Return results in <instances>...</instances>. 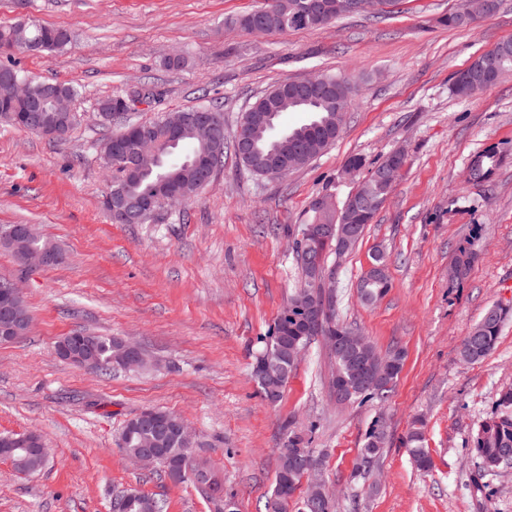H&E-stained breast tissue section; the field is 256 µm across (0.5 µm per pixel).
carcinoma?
<instances>
[{
  "label": "carcinoma",
  "instance_id": "obj_1",
  "mask_svg": "<svg viewBox=\"0 0 512 512\" xmlns=\"http://www.w3.org/2000/svg\"><path fill=\"white\" fill-rule=\"evenodd\" d=\"M315 0H265L262 10L265 11V31L286 32L303 28L315 29L326 26L324 22L300 23L302 16L308 15ZM72 41L71 33L61 27L35 25L29 22H17L0 26V43L11 42L18 50H23L32 43L39 46L37 55L45 56L65 50ZM501 59L499 76L512 72V39L508 43L495 45ZM324 77L337 82L336 88L315 97H306L301 104H293L291 100L300 97L293 85L280 83L258 97L244 112L238 129H246L251 134L258 152L249 158L242 159V164L253 174L262 176V157L270 150L288 148L298 155L294 168L298 169L309 163L308 146L313 143L326 150L341 136L344 120L336 119V91L353 96L357 86L345 82V76L332 72L324 73ZM494 85L483 74L468 68L462 77H454L453 90L460 98H470ZM285 112H305L310 117L305 122L285 130L278 129L279 117ZM200 140L194 126L188 124L181 130L177 141L164 147L154 159L142 157L135 167L126 169L121 164L112 163V182L110 188L121 189L127 198L133 200L141 196L151 195L157 187L170 175H175V184L182 192L185 201H190L199 193L197 169L193 159L200 152ZM499 164L496 152L486 150L475 154L468 166L469 180L486 183ZM28 251H54L53 262L62 260V254L56 247L38 237L27 240ZM313 253L320 260L322 276L336 279V271L347 251L337 247L336 242L319 241L315 243ZM294 261L299 279L296 288L292 289L288 303L297 306L283 309L274 322V326L263 340L264 346L255 357L251 367V376L259 389H264L263 381L272 379L280 388H285L297 364V358L314 340L323 338L327 356L332 366L329 381L330 390L341 396L343 389L340 382H345L352 392L350 399L369 402L381 401L385 398L402 371L405 352L393 349L380 354L372 343H366L372 359L385 362L389 371L387 376L371 386L359 383L360 360L349 353L338 349L339 337L350 331L348 325L340 322L336 316L338 299L335 289L321 287L322 276H317L311 269L306 252L297 243L293 249ZM474 252L470 247L459 249L448 273V280L460 283L469 275ZM390 287L387 257L383 251L376 249L370 255V266L361 275L357 283V293L362 303L372 304L381 298ZM512 316V307L494 305L489 307L479 321L470 329L463 339L459 354L462 360L475 363L490 354L498 343L503 323ZM92 341L95 372L112 370L111 336L89 333ZM286 435L285 447L296 454L313 455L311 438L298 431L294 422L288 420L283 425ZM120 452L125 457L138 455L142 448L151 445L162 449L164 465L177 468L191 465L201 469L203 478L201 492L219 501L220 512H237L234 495L226 496L217 481L213 480L207 462L199 459L195 450L188 449L176 431L157 435L149 430L137 427V418L128 420L123 428ZM386 428L380 419H375L365 432L364 442L356 461L355 471L365 472L374 464L385 446ZM423 427L413 426L405 437V447L413 459L417 469L427 471L432 466L429 451L424 446ZM474 448L482 460L486 470H491L502 463L503 452L512 448V388L501 391L497 399L496 412L480 426L474 440ZM45 465L42 457L31 450H17L14 453L12 466L24 475H34ZM302 473L293 470L288 486L275 480L273 492L269 497L267 512H288L291 497L296 485L300 483ZM130 512H165V501L145 494H138ZM303 512H337L336 500L324 486L308 490L303 500Z\"/></svg>",
  "mask_w": 512,
  "mask_h": 512
}]
</instances>
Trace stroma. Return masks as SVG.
I'll return each mask as SVG.
<instances>
[{
  "instance_id": "stroma-1",
  "label": "stroma",
  "mask_w": 512,
  "mask_h": 512,
  "mask_svg": "<svg viewBox=\"0 0 512 512\" xmlns=\"http://www.w3.org/2000/svg\"><path fill=\"white\" fill-rule=\"evenodd\" d=\"M462 0H401L390 13L350 14L331 26L253 36L233 23L264 0H0V25L33 20L68 29V50L0 53V64L73 85L77 122L50 139L0 120V225L29 224L63 254L25 269L0 247V282L17 284L31 316L27 336L0 343V434L42 435L51 458L26 476L0 458V512H112L135 489L166 499L167 512H214L192 483L140 469L118 452L124 423L158 408L195 433L238 512H265L285 420L312 429L320 479L337 512H512V470H484L474 448L502 388L512 386V322L496 349L468 363L459 347L483 311L512 305V75L462 99L453 75L512 38V0L468 29L442 24ZM185 64L169 69L167 55ZM317 72L358 83L344 132L308 165L282 178L248 172L232 147L192 201L145 224L114 223L104 207L110 173L105 136L124 122L222 102L224 136L271 86ZM159 101L105 121L102 99L136 84ZM404 166L362 243L336 276L338 317L384 353L404 350L383 402L336 403L322 341L302 355L280 401L268 402L250 371L298 282L293 244L313 204L343 210L359 178L348 159L373 167L392 151ZM495 151L490 186L469 181L472 155ZM477 256L461 285L448 284L460 247ZM392 287L364 305L357 281L374 247ZM84 331L134 340L155 359L145 370L103 375L55 352ZM384 417L388 443L370 471H354L364 434ZM424 423L429 471L403 440Z\"/></svg>"
}]
</instances>
